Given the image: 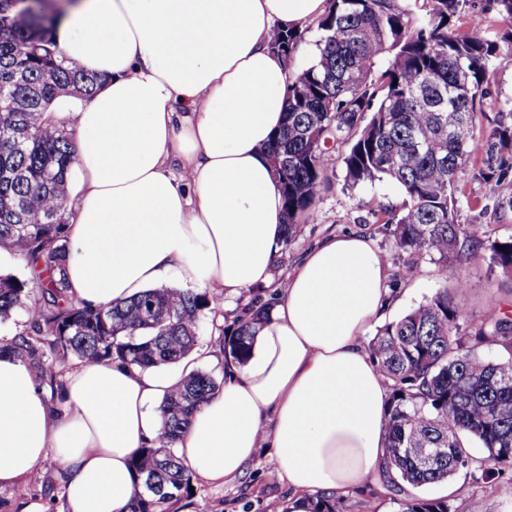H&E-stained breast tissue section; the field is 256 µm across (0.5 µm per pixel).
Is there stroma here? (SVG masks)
<instances>
[{
	"label": "stroma",
	"mask_w": 512,
	"mask_h": 512,
	"mask_svg": "<svg viewBox=\"0 0 512 512\" xmlns=\"http://www.w3.org/2000/svg\"><path fill=\"white\" fill-rule=\"evenodd\" d=\"M330 183L312 209L301 218L297 238L284 247L275 278L283 283L288 273L319 240L330 234L362 233L369 235L385 256L388 274H395L404 256L397 251L393 238L383 223L372 215L377 205L400 208L404 196L389 181L363 184L353 189L344 186V170L339 161L330 164ZM492 198L485 184L462 176L456 195L457 220L462 224H483L491 236L506 233L507 222L497 220ZM449 278H462L468 284L467 307L473 316L495 309L512 311V284L497 267L483 259H461L448 266ZM435 267L422 263L416 274L399 282L392 291L388 319H396L421 303L439 287ZM45 481H24L0 488V512H21L24 504L39 503L43 512H67L63 488L56 477L61 463L48 456L42 463ZM289 492L277 476L271 449L260 448L245 476L223 486L195 480L190 498L192 512H284ZM451 512H512V497L499 493L496 482L476 479L473 473L458 472L448 481Z\"/></svg>",
	"instance_id": "1"
}]
</instances>
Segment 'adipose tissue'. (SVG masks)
Masks as SVG:
<instances>
[{"label":"adipose tissue","mask_w":512,"mask_h":512,"mask_svg":"<svg viewBox=\"0 0 512 512\" xmlns=\"http://www.w3.org/2000/svg\"><path fill=\"white\" fill-rule=\"evenodd\" d=\"M327 0H69L53 39L99 84L59 97L80 144L68 170L71 294L97 307L172 281L213 295L273 287L285 212L267 147L296 72L276 30L318 20ZM386 266L363 234H332L288 276L247 362L181 434L185 465L210 483L241 478L272 448L288 512L348 493L384 455L386 386L362 341L386 316ZM180 371L82 362L64 375L63 416L28 364L0 355V487L62 464L70 512H126L132 456L157 438Z\"/></svg>","instance_id":"ef3b65f1"}]
</instances>
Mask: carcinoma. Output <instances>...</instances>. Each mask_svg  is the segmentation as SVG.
<instances>
[{"label": "carcinoma", "mask_w": 512, "mask_h": 512, "mask_svg": "<svg viewBox=\"0 0 512 512\" xmlns=\"http://www.w3.org/2000/svg\"><path fill=\"white\" fill-rule=\"evenodd\" d=\"M467 0H330L317 21L318 53L297 71L286 120L268 146L287 217L285 242L327 181L341 154L345 185L395 182L400 210H387L396 249L406 254L396 278L430 262L447 276L448 262L487 258L512 278V233L491 238L482 224L457 223L461 176L489 186L494 212L512 214V101L485 128L495 60L512 56V0L490 10L511 27L489 36L488 20L456 25ZM54 17L30 4L0 0V246L18 250L28 279L0 276V322L23 311L30 328L0 338V352L27 360L62 413V373L74 361L119 360L150 368L177 364L197 345V325L224 316L205 291L151 288L126 303L88 307L70 293L65 276V172L77 146L52 116L64 94L94 96L97 78L65 64L51 41ZM304 29L278 30L274 47L293 66ZM467 282L443 283L403 317L388 322L368 350L390 390L385 454L377 478L403 497L395 512H450L448 501L420 498L422 488L469 470L472 444L489 449L481 479L512 471V316L467 309ZM256 295L222 328L224 357L240 363L268 319ZM493 347L494 356L482 348ZM223 387L195 371L160 406L155 445L131 460L138 477L128 512H170L192 496L196 475L175 444L194 413ZM309 512H345L344 496L321 497Z\"/></svg>", "instance_id": "cac0c4a2"}]
</instances>
